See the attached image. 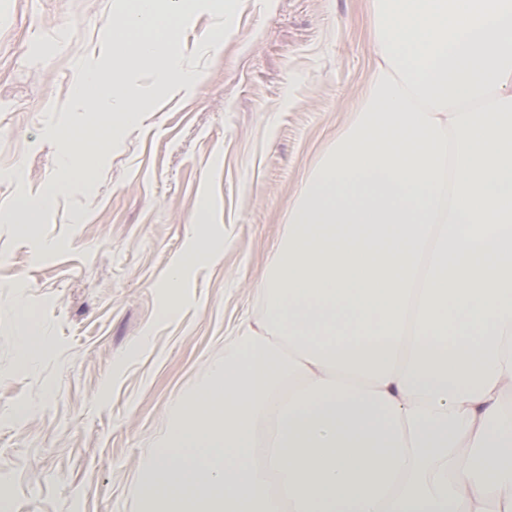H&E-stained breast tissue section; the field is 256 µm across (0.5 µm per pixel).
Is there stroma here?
Listing matches in <instances>:
<instances>
[{"mask_svg":"<svg viewBox=\"0 0 512 512\" xmlns=\"http://www.w3.org/2000/svg\"><path fill=\"white\" fill-rule=\"evenodd\" d=\"M117 0H0V487L8 512H143L139 461L165 439L179 406L206 388L288 233V207L355 117L374 54L367 0H242L222 48L205 54L210 11L183 54L203 72L184 93L135 74L143 122L117 145L89 140L92 186L47 211L44 194L68 121L72 73L111 62L102 30ZM215 210L197 222L201 193ZM221 258L173 266L199 232ZM178 308L163 310L169 301ZM39 348L16 365L19 313ZM27 415L16 419L18 406Z\"/></svg>","mask_w":512,"mask_h":512,"instance_id":"stroma-1","label":"stroma"}]
</instances>
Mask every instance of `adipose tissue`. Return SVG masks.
<instances>
[{
    "label": "adipose tissue",
    "mask_w": 512,
    "mask_h": 512,
    "mask_svg": "<svg viewBox=\"0 0 512 512\" xmlns=\"http://www.w3.org/2000/svg\"><path fill=\"white\" fill-rule=\"evenodd\" d=\"M264 310L142 461L158 512H512V0H368Z\"/></svg>",
    "instance_id": "obj_1"
}]
</instances>
